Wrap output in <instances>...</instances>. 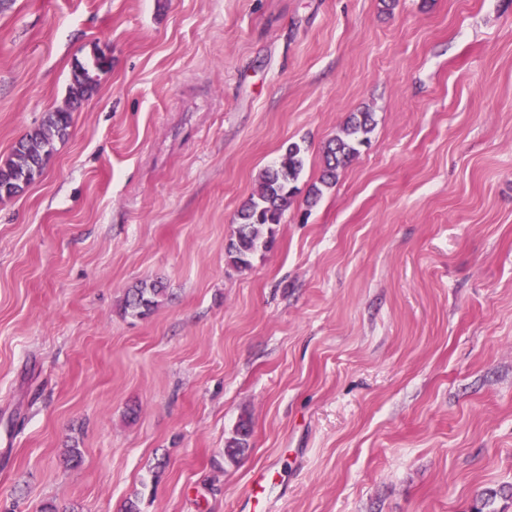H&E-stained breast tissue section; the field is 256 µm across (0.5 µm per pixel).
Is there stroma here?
Instances as JSON below:
<instances>
[{"mask_svg":"<svg viewBox=\"0 0 512 512\" xmlns=\"http://www.w3.org/2000/svg\"><path fill=\"white\" fill-rule=\"evenodd\" d=\"M99 52L0 199V503L512 512V0H0V163ZM361 111L368 145L307 206ZM293 141L275 244L236 270ZM94 87L88 67L77 65L72 72L68 106L48 112L42 124L18 141L10 157L0 164V199L23 191L42 174L54 149V140L68 135L72 112ZM304 153L301 144L289 143L279 163L263 172L256 196L240 210L234 238L226 248L228 263L235 269H248L253 257L271 246L273 226L281 224L296 194L295 182L304 168ZM165 288L159 281L140 282L130 288L124 300V310L132 315L144 317L150 315L159 305V298L163 296ZM252 435V421L249 417L240 418L237 423L234 435L229 438L224 446V455L230 460H235L244 455L250 448Z\"/></svg>","mask_w":512,"mask_h":512,"instance_id":"35a3bbf8","label":"stroma"}]
</instances>
